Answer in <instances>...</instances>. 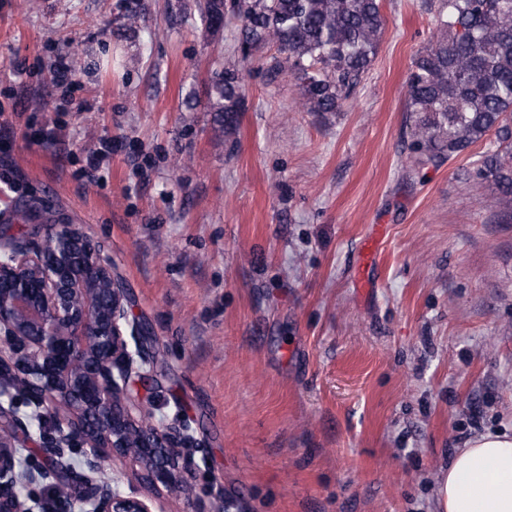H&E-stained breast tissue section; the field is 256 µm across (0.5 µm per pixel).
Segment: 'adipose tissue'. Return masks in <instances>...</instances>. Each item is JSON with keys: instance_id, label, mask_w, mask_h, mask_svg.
Returning <instances> with one entry per match:
<instances>
[{"instance_id": "1", "label": "adipose tissue", "mask_w": 512, "mask_h": 512, "mask_svg": "<svg viewBox=\"0 0 512 512\" xmlns=\"http://www.w3.org/2000/svg\"><path fill=\"white\" fill-rule=\"evenodd\" d=\"M439 512H512V435L472 439L440 475Z\"/></svg>"}]
</instances>
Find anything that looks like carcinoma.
Listing matches in <instances>:
<instances>
[{
	"label": "carcinoma",
	"instance_id": "obj_1",
	"mask_svg": "<svg viewBox=\"0 0 512 512\" xmlns=\"http://www.w3.org/2000/svg\"><path fill=\"white\" fill-rule=\"evenodd\" d=\"M224 0H206L208 24H224ZM245 39L278 45L276 71L298 74L301 106L338 112L377 53L386 20L381 0H236ZM436 33L411 62L407 111L415 162L442 163L487 142L476 176L512 205V0H439ZM224 132L241 111V78L214 84Z\"/></svg>",
	"mask_w": 512,
	"mask_h": 512
}]
</instances>
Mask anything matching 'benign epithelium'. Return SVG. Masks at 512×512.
<instances>
[{
    "label": "benign epithelium",
    "mask_w": 512,
    "mask_h": 512,
    "mask_svg": "<svg viewBox=\"0 0 512 512\" xmlns=\"http://www.w3.org/2000/svg\"><path fill=\"white\" fill-rule=\"evenodd\" d=\"M39 230V240L0 230V512L41 507L20 494L37 484L78 512H153L95 474L119 456L155 488L183 486L198 467L188 427L153 421L129 396L132 375L155 361L110 254L63 218ZM34 424L42 462L32 466L20 449ZM75 448L79 475L65 460Z\"/></svg>",
    "instance_id": "benign-epithelium-1"
}]
</instances>
